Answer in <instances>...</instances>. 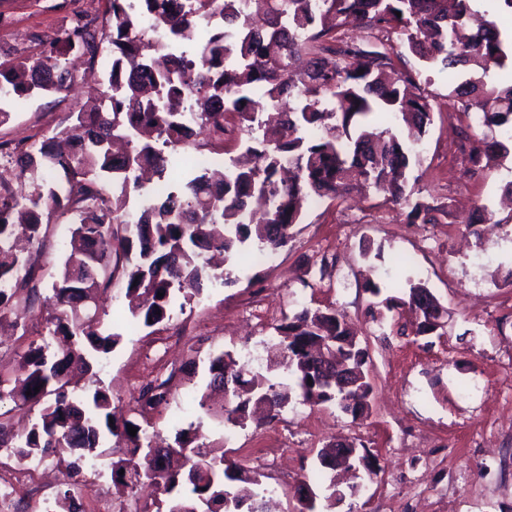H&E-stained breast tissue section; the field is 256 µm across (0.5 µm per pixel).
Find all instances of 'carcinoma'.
I'll return each mask as SVG.
<instances>
[{"label":"carcinoma","mask_w":512,"mask_h":512,"mask_svg":"<svg viewBox=\"0 0 512 512\" xmlns=\"http://www.w3.org/2000/svg\"><path fill=\"white\" fill-rule=\"evenodd\" d=\"M472 2L107 0L102 21L80 15L50 42L51 49L0 62L1 124L10 117L4 104L16 97L70 90V53L93 61L106 45L112 55L102 105L74 114L72 125L40 144L14 151V176L29 191L0 196V281L11 285L0 290V318L20 304L52 309L51 340L23 353L20 377H0V402L13 403L0 411V448L12 449L19 462L42 461L55 448H69L71 486L86 488L84 467L106 455L109 434L126 445L111 462L112 479L133 490L151 481L167 496V512H263V474L205 460L199 427L180 430L160 463L151 457L146 431L130 435L128 427L136 423L112 410L109 389L98 385L89 396L70 389L72 372L92 371L122 340L105 325L98 292H108L121 275L131 323L153 327L170 320L178 301L200 295L204 282L223 277L203 253L220 250L228 264L244 246L277 251L313 197L342 198L373 186L409 207L411 221L431 211L406 194L405 137L421 136L432 110L416 74L395 71L405 51L426 68L461 69L463 81L448 92L450 107L478 116V124L491 131L503 130L489 141H474L460 130L461 141L470 144V162L512 159V85L500 88L486 80L491 69L512 59V36L493 19L462 34L474 14ZM347 24L381 33L398 29L401 46L341 47L332 32ZM156 30L162 39L145 44V32ZM377 110L402 120L408 135L373 126ZM228 113L238 116L255 165L232 163L213 187L202 169L184 167L160 194L143 191V171L164 179L168 169L180 166L179 149L201 135L218 136ZM269 120L277 121L281 136H254L255 127ZM132 191L139 204L130 223ZM66 215L70 249L44 296L31 258L17 253L14 239L23 237L38 251L52 218ZM383 305L389 311L407 305L423 315L442 311L422 283L410 284L408 299L390 297ZM275 332L266 343L267 369L288 357L298 397L311 406L342 405L344 395L321 386L318 374L326 364L322 346L348 337L341 352L360 373L354 391L369 413L374 386L367 352L351 337L343 314L304 307ZM209 371L211 385L224 391V405L213 407L204 393L198 406L226 425L244 426L256 408L272 420L292 398L290 384L250 376L248 363L229 351L214 357ZM165 385L147 383L140 401L150 408L166 402ZM35 406L39 412L30 429L13 434L10 413Z\"/></svg>","instance_id":"cac0c4a2"}]
</instances>
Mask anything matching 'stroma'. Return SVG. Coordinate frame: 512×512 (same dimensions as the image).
<instances>
[{
  "instance_id": "obj_1",
  "label": "stroma",
  "mask_w": 512,
  "mask_h": 512,
  "mask_svg": "<svg viewBox=\"0 0 512 512\" xmlns=\"http://www.w3.org/2000/svg\"><path fill=\"white\" fill-rule=\"evenodd\" d=\"M106 0H0V29L20 27L27 37L0 44L5 59L32 56L77 15L102 17ZM426 73V72H425ZM460 70L426 73L421 92L433 122L412 148L408 187L432 207L429 222H408L383 194L323 199L306 207L288 244L271 263L244 251L228 278L205 283L202 294L169 321L151 328L128 321L123 283L104 300L105 322L123 339L95 367L73 374L81 389L101 381L125 418L173 440L199 425L209 457L259 471L276 512H299L301 479L325 496L329 477L317 461L330 442L364 445L379 471L361 473L358 488L343 487L333 512H512V161L474 167L458 130L466 117L448 106ZM81 87L18 100L0 125V140H43L69 113L88 102ZM493 220L471 223L478 208ZM70 227L51 225L32 260L43 281L57 272ZM377 282L382 297H405L408 282L423 283L444 308L436 332L414 333L415 314L401 307L372 319L363 285ZM343 313L369 353L375 384L368 416L338 406L291 401L277 418L243 427L206 415L196 396L211 380L213 356L229 350L266 368L265 344L274 328L301 307ZM48 309L37 306L0 329V376L18 374L29 344L48 334ZM169 379L167 404L140 411V380ZM109 453L86 466L93 487L113 488L114 512H156L162 494L137 496L113 487L110 463L124 444L106 438Z\"/></svg>"
}]
</instances>
